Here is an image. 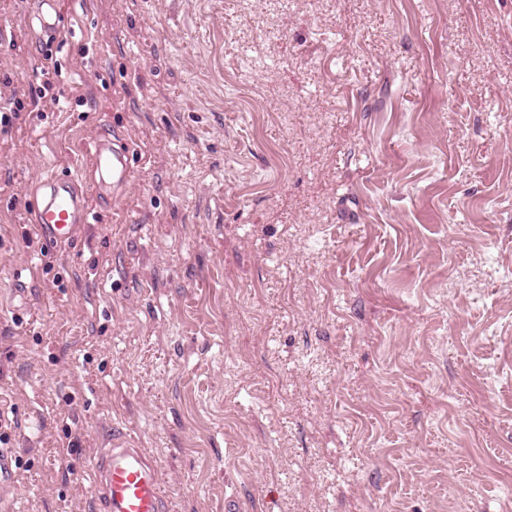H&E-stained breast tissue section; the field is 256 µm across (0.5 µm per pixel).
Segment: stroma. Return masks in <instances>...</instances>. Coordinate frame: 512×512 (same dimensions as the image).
Masks as SVG:
<instances>
[{
  "label": "stroma",
  "instance_id": "35a3bbf8",
  "mask_svg": "<svg viewBox=\"0 0 512 512\" xmlns=\"http://www.w3.org/2000/svg\"><path fill=\"white\" fill-rule=\"evenodd\" d=\"M59 3L0 0V512L117 442L165 512H512V0ZM131 151L128 145L118 150L112 149L105 135H99L90 149V165L92 171L100 172L112 167V185L123 188L129 182L131 170L129 166ZM33 198V224L42 237L69 242L83 224H89L86 195L71 172L47 174L37 184Z\"/></svg>",
  "mask_w": 512,
  "mask_h": 512
}]
</instances>
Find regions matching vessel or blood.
<instances>
[{"instance_id":"vessel-or-blood-1","label":"vessel or blood","mask_w":512,"mask_h":512,"mask_svg":"<svg viewBox=\"0 0 512 512\" xmlns=\"http://www.w3.org/2000/svg\"><path fill=\"white\" fill-rule=\"evenodd\" d=\"M129 148L112 149L106 136H98L90 150L92 171L111 169L112 184L128 183ZM33 224L40 236L57 242L72 240L90 209L76 175L47 174L37 184L32 204ZM105 512H164L158 468L146 449L105 448L87 465Z\"/></svg>"}]
</instances>
